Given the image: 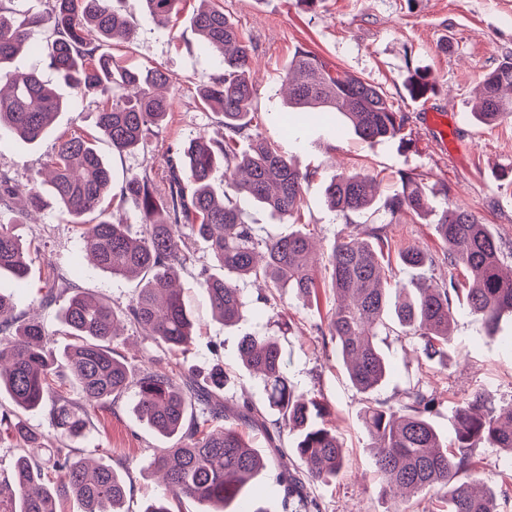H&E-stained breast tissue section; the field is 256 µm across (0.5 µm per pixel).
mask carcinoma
Here are the masks:
<instances>
[{
  "label": "carcinoma",
  "instance_id": "cac0c4a2",
  "mask_svg": "<svg viewBox=\"0 0 512 512\" xmlns=\"http://www.w3.org/2000/svg\"><path fill=\"white\" fill-rule=\"evenodd\" d=\"M182 0H142L155 25L166 27ZM196 11L193 25L201 34V49L222 57V73L200 86L204 107L223 116L224 137L195 136L180 153L183 162L170 165L166 200L157 197L153 180L132 174L115 186L110 170L95 144L81 135L58 138L45 166L54 201L79 224L85 249L94 264L114 276L137 280L132 300L123 308L75 293L62 310L74 337L64 352L67 371L57 367L48 349L46 329L35 320H19L9 300L0 294V391L14 404L32 410L49 395L56 397L53 423L63 438L82 436L87 408L116 401L135 389L137 417L174 443L157 448L151 463L163 479L166 493L142 512H171L168 497H189L212 512H260L244 495L247 484L269 465L253 448L246 430L263 432L274 453L276 482L283 489L285 512H321L306 492L308 482L327 483L343 470L345 451L336 433L318 422L324 406L314 397L293 390L285 371L278 337L245 334L240 359L258 376L266 393V410L247 403L229 404L221 391L230 378L221 368L211 369L200 382L190 369L144 367L139 371L116 357L110 344L118 339L117 325L126 320L141 335L177 356L192 342L194 320L181 292L175 288L177 271L193 261L189 240L207 244L212 271L202 274L210 306L226 325L243 319L244 300L237 281L260 280L268 290L264 302L286 288L305 301L316 293L310 263L313 244L301 230L286 236L259 239L244 219L243 202H256L280 218L300 211L307 175L294 168L277 147L259 136L253 124L257 90L249 78L251 48L235 24L214 5ZM17 10L0 0V130L35 141L53 117L67 105L50 80L35 71L10 67L28 44L32 29L49 33V69L78 94L96 91L103 97L96 115L99 134L112 150L124 154L139 149L159 134L171 109V100L156 92L169 82L158 68L117 66L103 51L107 40L119 35L135 38L133 25L113 9L111 0H47L43 12L24 21ZM288 108L302 120L330 121L340 114L348 124L339 127L360 141L410 143L407 116L386 93L364 79L338 71L315 53L296 49L286 74ZM410 98L434 92L426 74L416 70L406 83ZM512 61L488 72L476 92L481 110L475 116L493 125L512 116ZM242 139L249 150L238 152ZM224 162V192L212 187L213 172ZM376 177L344 170L326 187L330 208L348 216L375 206ZM132 203L140 213L141 229L107 216V196ZM448 196V185H425L417 174L400 171L382 207L390 215L431 209V198ZM436 231L446 247L448 280L423 277L413 288L391 283L382 261L388 246L386 225L364 228L335 242L329 256V287L336 307L328 334L336 341V356L346 367L352 385L363 394L377 390L389 365L378 349L381 330L417 342L426 360L445 357L444 346L458 311L481 318L496 328L502 313L512 314V268L503 269V254L490 225L456 206L442 210ZM27 249L8 228L0 225V272L22 280L28 272ZM412 269L432 268L435 259L408 248L399 253ZM76 388L78 398L64 394ZM437 400L417 387L395 408L366 400L362 422L384 491L393 500L390 512H406L404 504L418 494H434L446 512H498L497 497L477 478L473 451L484 442L512 454V403L494 406L485 394L462 403L452 418L453 444L443 443L430 415ZM288 428L295 447L284 449L276 436ZM0 430L14 435L17 448L12 471L0 479V512H59V500L71 494L81 512H124L126 483L112 466H89L69 448L44 449L40 435L0 413ZM48 452L46 461L34 457Z\"/></svg>",
  "mask_w": 512,
  "mask_h": 512
}]
</instances>
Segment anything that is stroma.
<instances>
[{
	"instance_id": "1",
	"label": "stroma",
	"mask_w": 512,
	"mask_h": 512,
	"mask_svg": "<svg viewBox=\"0 0 512 512\" xmlns=\"http://www.w3.org/2000/svg\"><path fill=\"white\" fill-rule=\"evenodd\" d=\"M224 11L238 26L253 50L250 77L257 88L254 107L258 131L275 144L300 171L309 173L301 209V222L312 225L318 260L314 272L318 294L309 301L281 289L277 309L291 328L279 333L268 324L263 289L251 281L240 284L247 301L243 321L227 327L214 317L196 276L211 264L204 242L193 241L195 262L178 275L177 284L195 320V339L180 357L134 329H126L113 347L131 361L132 367L181 365L203 373L213 365L226 368L232 377L224 397L234 404L256 406L266 401L261 384L239 365V342L247 331L269 330L278 334L288 377L297 391L324 396L330 405L326 419L346 449V463L335 480L312 483L308 492L322 512H389L391 502L383 493L375 472L360 411L362 396L352 386L343 365L336 359V343L325 330L335 306L329 287L328 255L337 237L360 224L387 227L392 251L415 246L436 260L435 274L445 277V248L435 232L439 211L445 205L461 206L489 224L505 262H512V179L503 175L512 167V119L495 126L474 118V92L487 72L512 61V0H318L306 8L300 0H222ZM112 6L136 27L133 42H115L109 48L122 67H157L167 73L172 110L160 134L147 146L121 156L101 138L95 126L101 104L99 93L79 96L64 84L55 89L68 102L52 129L34 142L10 132L0 133V173L15 184H28L40 170L56 139L78 132L94 140L115 179L147 173L157 190H165V175L174 151L188 138L204 133L222 138L219 115L201 104L197 87L221 72L217 57L200 48V37L191 18L196 0H188L172 26L157 27L146 15L141 0H112ZM317 53L339 71L381 87L406 113L410 147L398 142L372 144L336 134L332 126H302L285 130L283 124L284 77L296 49ZM419 68L435 81L437 90L428 102L446 114L451 129L448 143L425 124L420 104L405 88L410 70ZM368 170L379 179L378 195L391 191L392 175L404 171L426 175L428 183H444L447 196L434 197L433 210L424 216L391 217L369 211L343 218L331 211L325 188L341 170ZM300 222V223H301ZM30 246L26 279L0 276V293L9 295L16 316L41 320L48 346L62 354L72 341L60 314L64 299L51 306L41 301L50 290L76 288L124 307L133 297V281L112 276L93 265L83 248L81 230L56 204L22 217L17 207L0 208V225ZM512 335V317L503 316L497 335H489L480 318L458 312L448 338V355L431 363L405 350L395 336L381 335L377 344L389 363V372L375 392L377 400L390 405L404 402L414 386L426 385L438 400L432 421L445 438H452L451 415L455 406L476 393L489 394L494 404L512 401V349L501 339ZM133 393L115 404L90 410L87 431L74 444L80 457L112 464L129 471L127 512H141L146 501L160 497L163 485L150 462L154 449L165 447L160 437L133 411ZM476 471L500 494V512H512V456L486 444L474 452Z\"/></svg>"
}]
</instances>
